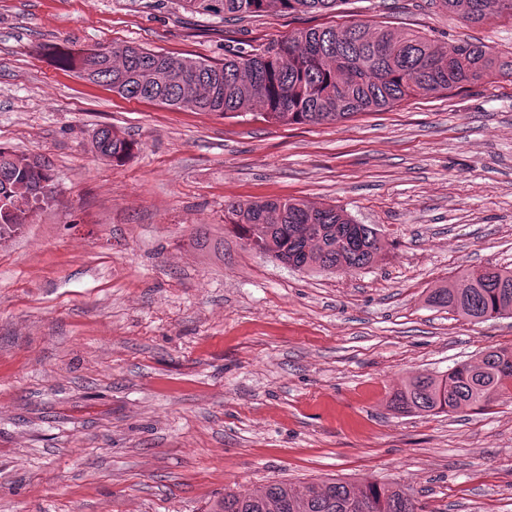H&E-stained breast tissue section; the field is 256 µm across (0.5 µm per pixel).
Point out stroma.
<instances>
[{"label": "stroma", "mask_w": 512, "mask_h": 512, "mask_svg": "<svg viewBox=\"0 0 512 512\" xmlns=\"http://www.w3.org/2000/svg\"><path fill=\"white\" fill-rule=\"evenodd\" d=\"M363 21L481 42L512 18L438 0L221 21L179 0H0V146L50 167L53 199L0 245V512H214L225 490L397 482L424 512H512V401L396 412L409 378L490 346L512 317L429 307L472 266L512 269V79L328 125L129 99L51 48L129 44L220 63L225 45ZM114 125L124 164L94 148ZM333 205L376 227L373 265L322 275L244 247L228 201ZM82 51L74 52L68 48H54L52 59L57 68L76 73L84 63ZM134 146L132 140L112 126L101 128L97 132L94 143V148L99 155L115 165L125 163L132 156Z\"/></svg>", "instance_id": "stroma-1"}]
</instances>
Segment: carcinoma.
Instances as JSON below:
<instances>
[{
    "label": "carcinoma",
    "instance_id": "obj_1",
    "mask_svg": "<svg viewBox=\"0 0 512 512\" xmlns=\"http://www.w3.org/2000/svg\"><path fill=\"white\" fill-rule=\"evenodd\" d=\"M194 13L227 19L268 12L322 13L338 0H180ZM464 22L481 23L507 13L512 0H439ZM57 68L75 72L81 52L52 50ZM512 62L489 47L461 41L447 50L415 31L393 32L347 22L301 29L281 39L246 48L226 46L224 62L177 58L150 49L114 45L92 81L126 98L168 106H191L237 117L253 106L274 122L318 125L359 112H377L416 95H431L491 80ZM135 143L112 127L101 128L94 148L115 165L125 163ZM53 177L36 158L0 147V241L23 227L22 214L52 199ZM224 223L250 249L266 248L275 260L299 270L347 273L371 265L383 249L377 229L362 224L350 240V218L334 206L311 207L299 200L224 204ZM427 303L475 321L512 315V270L471 268L433 290ZM512 399V348L490 347L474 363L442 375H418L394 393L400 412L453 413L487 409ZM219 512H418L413 492L398 484L360 487L333 479L310 483L295 493L271 482L252 493L224 492Z\"/></svg>",
    "mask_w": 512,
    "mask_h": 512
}]
</instances>
